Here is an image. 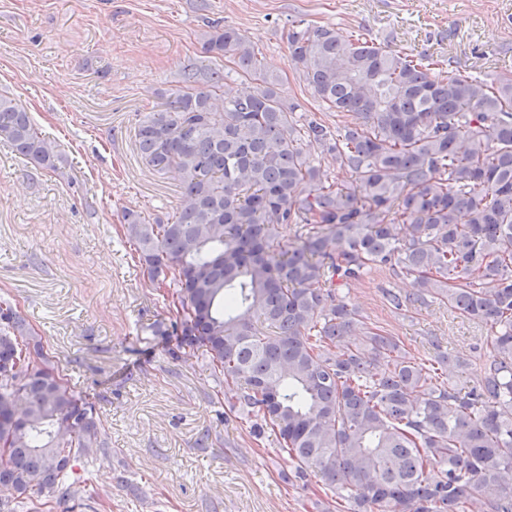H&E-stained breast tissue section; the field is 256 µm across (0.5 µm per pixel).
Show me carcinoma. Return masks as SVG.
I'll list each match as a JSON object with an SVG mask.
<instances>
[{
	"label": "carcinoma",
	"mask_w": 512,
	"mask_h": 512,
	"mask_svg": "<svg viewBox=\"0 0 512 512\" xmlns=\"http://www.w3.org/2000/svg\"><path fill=\"white\" fill-rule=\"evenodd\" d=\"M287 43L348 118L336 130L283 101L254 47L218 25L202 50L245 80L190 69L135 128L143 164L182 195L166 220L122 214L172 315L155 332L175 337L171 359H208L224 405L295 461L284 481L314 478L347 512H512V76L448 77L331 26H295ZM0 140L37 172L61 161L1 95ZM376 268L411 280L388 294L395 309L438 301L489 327L483 358L432 336L419 362L367 327L345 290ZM34 336L1 299L0 512L75 498L76 463L106 447L95 406Z\"/></svg>",
	"instance_id": "carcinoma-1"
}]
</instances>
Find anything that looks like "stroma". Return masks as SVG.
Listing matches in <instances>:
<instances>
[{"label":"stroma","mask_w":512,"mask_h":512,"mask_svg":"<svg viewBox=\"0 0 512 512\" xmlns=\"http://www.w3.org/2000/svg\"><path fill=\"white\" fill-rule=\"evenodd\" d=\"M238 30L277 76L278 92L336 125L289 59V27L358 30L394 50L450 59L449 76L512 75V0H0V95L62 155L57 171L24 167L0 141V296L10 299L94 403L107 441L75 467L78 498L39 512H315L316 483H284L289 458L254 440L203 360L172 361L162 299L122 241V212L167 217L176 181L141 162L134 129L185 68L231 63L202 52L212 25ZM409 280L376 272L347 300L417 360L429 337L471 352L488 327L439 304L393 309L384 289ZM209 447H198L202 434Z\"/></svg>","instance_id":"35a3bbf8"}]
</instances>
